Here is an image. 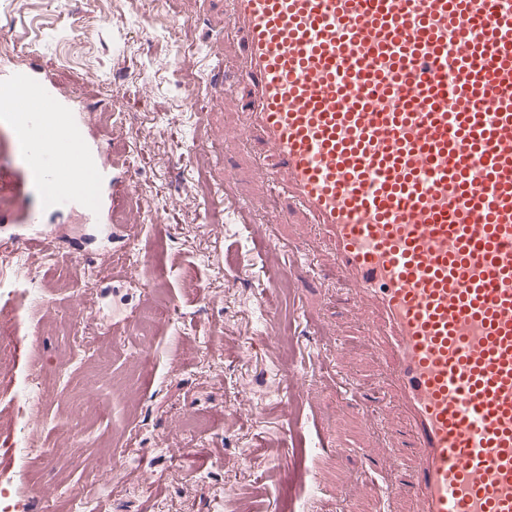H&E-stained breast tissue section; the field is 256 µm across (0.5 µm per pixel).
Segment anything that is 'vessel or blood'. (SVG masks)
Masks as SVG:
<instances>
[{"label": "vessel or blood", "mask_w": 512, "mask_h": 512, "mask_svg": "<svg viewBox=\"0 0 512 512\" xmlns=\"http://www.w3.org/2000/svg\"><path fill=\"white\" fill-rule=\"evenodd\" d=\"M210 110L238 102L277 193L256 224L232 170V210L279 251L313 225L337 307L357 316L380 393L352 391L370 427L397 409L385 500L409 512H512V0H234ZM0 115L42 184L39 210L0 217V244L45 250L47 211L87 205L111 226L134 186L87 93L36 51L0 66ZM278 262L262 304L301 288Z\"/></svg>", "instance_id": "vessel-or-blood-1"}]
</instances>
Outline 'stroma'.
Here are the masks:
<instances>
[{
    "instance_id": "35a3bbf8",
    "label": "stroma",
    "mask_w": 512,
    "mask_h": 512,
    "mask_svg": "<svg viewBox=\"0 0 512 512\" xmlns=\"http://www.w3.org/2000/svg\"><path fill=\"white\" fill-rule=\"evenodd\" d=\"M231 0H126L107 23L81 0H27L13 17L0 16V38L34 45L62 79L74 87L93 82L109 97L115 114L137 116L142 149L129 153L128 174L138 189L128 217L132 238L113 240L100 259V228L74 215L48 213L46 230L57 253L84 256V267L65 266L19 249L14 261L31 262L46 290L40 325L19 322L12 360L0 374V466L11 467L12 429L18 418L17 385L32 355L43 365L45 395L34 428L42 446L27 459L31 473L22 497L27 506L76 512L72 492L83 487L92 506L109 512H246L252 496L263 512H288L291 499L315 487L311 512H383V470L364 449L377 446L351 401L319 392L316 411L290 414L285 380L296 366L308 387L321 379L319 363L338 357L346 385L374 383L378 368L349 315H339V336H321L294 308L336 313V288L318 255L299 263L313 278L300 303L284 300L273 324L287 348L270 346L259 320L267 278L265 254L245 225L222 221L223 195L216 171L232 163L238 190L270 209L274 192L254 168L244 145L237 106L212 113L209 161L192 163V119L183 108L186 89L207 99L208 57L220 48ZM194 14L182 33L186 62H173L170 22L175 13ZM236 245L238 260L226 255ZM133 246L141 259L133 278L121 276L114 256ZM98 275L85 290L86 268ZM158 279L178 311L156 325L152 336L138 328L113 336L102 323L113 312L130 313L141 300L139 284ZM203 284L198 297L187 280ZM79 323L87 344L57 332ZM301 423L280 447L288 472L262 481L273 459L262 438ZM79 447L84 465L68 469Z\"/></svg>"
}]
</instances>
